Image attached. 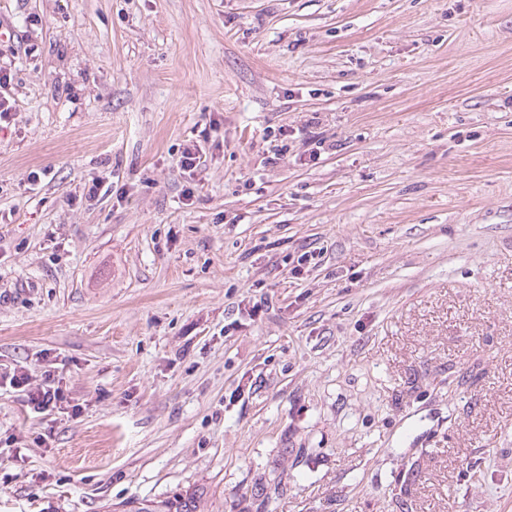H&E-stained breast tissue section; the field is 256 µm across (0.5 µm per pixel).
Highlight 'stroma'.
Masks as SVG:
<instances>
[{
	"label": "stroma",
	"instance_id": "1",
	"mask_svg": "<svg viewBox=\"0 0 512 512\" xmlns=\"http://www.w3.org/2000/svg\"><path fill=\"white\" fill-rule=\"evenodd\" d=\"M2 61L0 374L81 412L0 389V512H512V0H0ZM5 380L14 389L25 393L26 405L34 414L68 408H71L72 416L79 413L78 404L70 405L65 391L59 384L55 385L54 379L50 380V374L46 376L44 384L32 385L28 372L20 368L7 375ZM201 495V494H200ZM197 492L186 493L185 496H177L172 501L152 502L146 501L136 512H196L197 499L200 497Z\"/></svg>",
	"mask_w": 512,
	"mask_h": 512
}]
</instances>
